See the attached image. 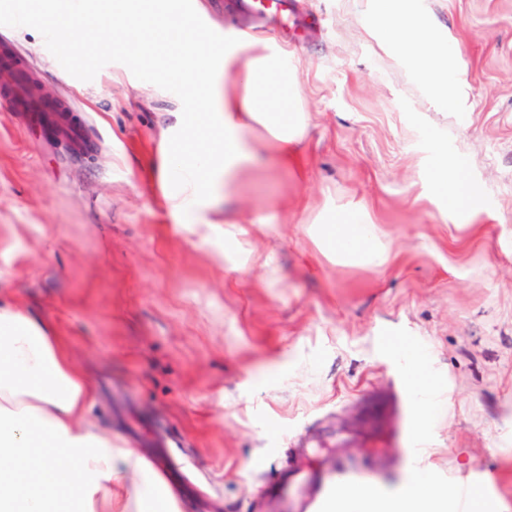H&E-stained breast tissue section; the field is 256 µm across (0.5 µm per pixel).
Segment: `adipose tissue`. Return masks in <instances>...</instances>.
Wrapping results in <instances>:
<instances>
[{
	"label": "adipose tissue",
	"instance_id": "obj_1",
	"mask_svg": "<svg viewBox=\"0 0 512 512\" xmlns=\"http://www.w3.org/2000/svg\"><path fill=\"white\" fill-rule=\"evenodd\" d=\"M394 19L390 42L412 60L436 98L450 100L448 62L439 58L430 29L409 13L403 0H384ZM122 24L109 28L112 17ZM89 26H108V39L121 49L136 45L159 74L181 72L190 82L216 74L236 76L234 90L205 94L189 90L186 108L174 115L177 132L163 160L164 173L182 180L168 195L171 213L191 230L215 227V198L221 187L251 166L257 141L271 144L281 160L294 155L307 122L298 108L287 50L259 48L253 37L237 36L223 55L199 43L189 16L174 0H87ZM320 237L339 256L385 262L374 227L337 217L322 225ZM91 384L72 366L54 326L0 299V512H112V487L129 484L120 467L151 472L150 462L124 442L99 431L87 419ZM130 489V488H129ZM446 512L445 497L418 482L392 499L363 485L334 504L349 512Z\"/></svg>",
	"mask_w": 512,
	"mask_h": 512
}]
</instances>
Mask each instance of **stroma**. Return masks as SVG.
<instances>
[{
  "instance_id": "35a3bbf8",
  "label": "stroma",
  "mask_w": 512,
  "mask_h": 512,
  "mask_svg": "<svg viewBox=\"0 0 512 512\" xmlns=\"http://www.w3.org/2000/svg\"><path fill=\"white\" fill-rule=\"evenodd\" d=\"M234 2L179 0L216 49L234 30L274 37ZM297 5V159L258 146L202 243L159 184L182 81L116 47L81 65L106 30L79 17L52 35L35 4L0 0V44L95 146L76 158L42 113L0 98V295L55 326L95 385L89 418L167 467L177 512H280L288 457L357 461L373 394L415 362L419 451L361 480L392 497L423 474L448 512H512V0H407L448 52L450 103L389 44L376 0ZM440 153L461 161L470 208L439 191ZM339 209L376 225L385 264L321 245Z\"/></svg>"
}]
</instances>
